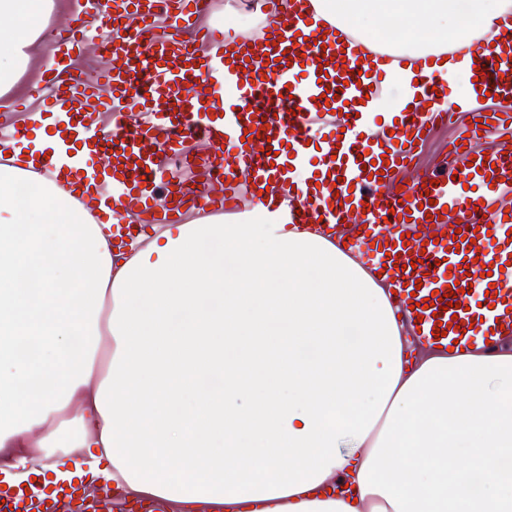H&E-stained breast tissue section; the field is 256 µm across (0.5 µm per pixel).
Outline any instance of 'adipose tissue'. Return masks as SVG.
Segmentation results:
<instances>
[{"label":"adipose tissue","mask_w":512,"mask_h":512,"mask_svg":"<svg viewBox=\"0 0 512 512\" xmlns=\"http://www.w3.org/2000/svg\"><path fill=\"white\" fill-rule=\"evenodd\" d=\"M467 45L512 0H311ZM52 0H0V98ZM58 137L0 144V473L154 512H512V351L414 347L325 226L204 215L127 238ZM38 183L37 198L17 186Z\"/></svg>","instance_id":"1"}]
</instances>
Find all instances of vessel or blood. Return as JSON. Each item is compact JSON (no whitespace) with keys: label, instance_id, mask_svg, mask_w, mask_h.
I'll list each match as a JSON object with an SVG mask.
<instances>
[{"label":"vessel or blood","instance_id":"1","mask_svg":"<svg viewBox=\"0 0 512 512\" xmlns=\"http://www.w3.org/2000/svg\"><path fill=\"white\" fill-rule=\"evenodd\" d=\"M81 7L78 19L48 39L53 64L30 95L39 100L43 120L69 117L68 138L87 149L80 166L86 187L119 179L118 221L149 208L156 223L178 224L184 208L204 209L217 200L232 212L247 187L254 204L286 224L337 227L353 220L342 237L347 252L363 253L393 289L390 301L420 346L493 354L512 340V215L494 202L497 192L512 188V141L484 157L469 148L471 136L512 123V18L497 21L496 42L482 51L473 74L503 103L501 114H484L476 101L453 96L438 62L426 55L409 61L417 101L394 113L392 134L379 136L369 118L394 59L349 52L347 35L326 32L299 0L231 57L223 51V32H201L200 51L178 36L195 28L203 0H81ZM161 17L170 30H157ZM129 18L150 38L108 41L117 67L95 79L77 75L87 22ZM329 89L335 92L330 99L324 96ZM24 107L17 101L0 108V134L27 139L28 127L14 121ZM104 111L111 123L103 132ZM327 111L331 120L316 123ZM458 111L473 123L452 145L437 183L398 186L399 170L431 128ZM195 138L205 139L209 152L184 155L185 142ZM175 161L219 178L222 191L186 187L169 172ZM468 183L483 187V194L467 193ZM487 266L488 277L482 274ZM447 293L454 301L448 310L419 305ZM0 512H92V506L81 484L63 482L42 499L16 486L0 499Z\"/></svg>","mask_w":512,"mask_h":512}]
</instances>
